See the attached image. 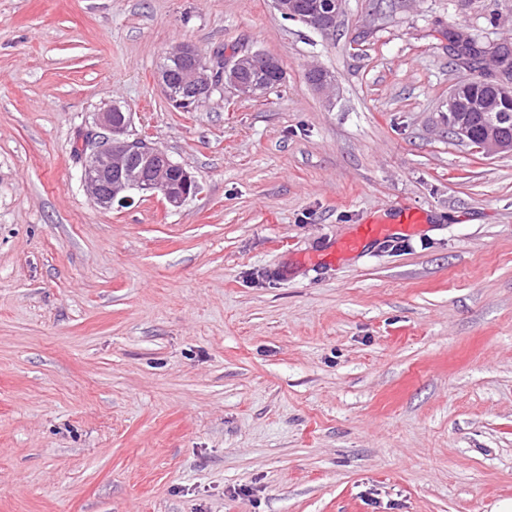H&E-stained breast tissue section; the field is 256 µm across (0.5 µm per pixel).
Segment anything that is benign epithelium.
<instances>
[{"instance_id":"1","label":"benign epithelium","mask_w":512,"mask_h":512,"mask_svg":"<svg viewBox=\"0 0 512 512\" xmlns=\"http://www.w3.org/2000/svg\"><path fill=\"white\" fill-rule=\"evenodd\" d=\"M344 0H336V10L326 17L305 16L302 24L313 31L325 33L333 29L336 19L343 10ZM166 63L182 66V85L185 93L192 96L194 104L188 107L194 111L205 103L216 91L220 82H228L242 97H251L261 91L257 84H240L233 79L239 69L258 66L267 61L261 51L248 52L224 63L222 72H217L211 64L202 59L198 51L189 43H177L164 54ZM448 103L460 112H486L492 108L487 102L468 101L459 95V86H454L448 94ZM114 112L108 108L97 113L90 138L80 144L83 158L80 178L94 204L109 210L116 202L122 203L127 192L161 195L172 207L181 206L187 199L200 192V185L194 176L182 165L173 162L166 152L147 139V135L127 137V129L133 125V113H120L121 121H113ZM455 137L472 146L490 158L504 153L505 145L494 121L487 122L484 135L475 139L467 126L454 127ZM138 157L143 161L139 168H133L130 160ZM179 171V179L169 178L170 170Z\"/></svg>"}]
</instances>
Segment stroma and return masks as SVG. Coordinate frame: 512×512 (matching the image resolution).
I'll use <instances>...</instances> for the list:
<instances>
[{"label":"stroma","instance_id":"obj_1","mask_svg":"<svg viewBox=\"0 0 512 512\" xmlns=\"http://www.w3.org/2000/svg\"><path fill=\"white\" fill-rule=\"evenodd\" d=\"M512 0H0V512H495L512 500V153L449 134ZM284 83L175 111L165 51ZM332 76V95L308 80ZM202 191L92 202L110 104ZM419 232L310 264L359 224ZM296 8L300 14L313 15L301 17V22L313 31L325 33L333 29L336 25V19L343 10L344 0H295ZM274 7L281 16H292L295 20L299 19L293 2L288 0H274ZM336 8V10H335ZM326 17H316L328 14Z\"/></svg>","mask_w":512,"mask_h":512}]
</instances>
